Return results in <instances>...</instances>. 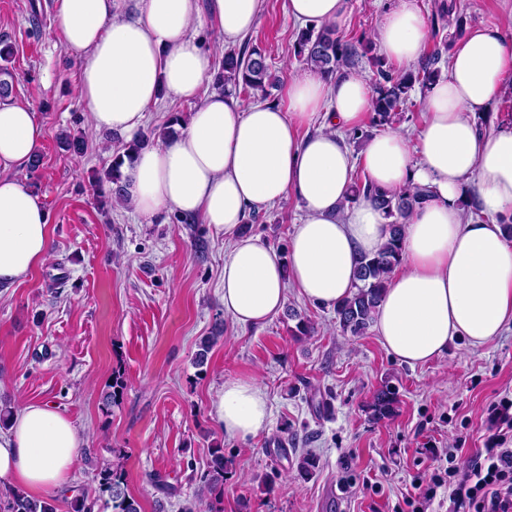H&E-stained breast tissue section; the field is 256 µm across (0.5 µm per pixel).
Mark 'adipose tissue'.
I'll return each mask as SVG.
<instances>
[{
	"mask_svg": "<svg viewBox=\"0 0 512 512\" xmlns=\"http://www.w3.org/2000/svg\"><path fill=\"white\" fill-rule=\"evenodd\" d=\"M54 0L52 27L79 64L77 91L94 130L139 133L161 95L195 102L174 138L143 149L127 169L121 206L147 219L188 215L230 237L224 257V312L241 327L264 324L284 307L288 287L332 306L349 296L362 255L388 236L385 213L353 200L354 165L382 191L429 188L406 220L402 264L375 314V332L400 363L418 366L458 339L481 348L512 323V125L481 128L478 118L512 88V36L489 22L456 40L447 77L423 97L419 147L402 133L372 135L362 154L342 138L360 127L373 91L354 72L291 77L288 106L243 107L232 93L200 91L213 71L210 51L191 36L198 0ZM222 44L259 21L262 0H209ZM351 0H288L297 22L343 27ZM428 36L415 0H394L373 35L384 57L417 61ZM323 124L302 136L315 118ZM44 126L30 105L0 102V288L43 266L49 213L23 173L38 155ZM293 200L303 217L287 255L242 233L249 212ZM479 219L465 216V206ZM213 413L227 436L265 430L270 409L253 378L224 381ZM84 433L48 403L16 407L0 427V480L38 497L67 483Z\"/></svg>",
	"mask_w": 512,
	"mask_h": 512,
	"instance_id": "ef3b65f1",
	"label": "adipose tissue"
}]
</instances>
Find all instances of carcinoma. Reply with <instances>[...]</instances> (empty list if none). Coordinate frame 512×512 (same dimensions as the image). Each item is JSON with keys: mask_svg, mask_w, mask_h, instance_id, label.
Wrapping results in <instances>:
<instances>
[{"mask_svg": "<svg viewBox=\"0 0 512 512\" xmlns=\"http://www.w3.org/2000/svg\"><path fill=\"white\" fill-rule=\"evenodd\" d=\"M436 17L444 24H454L460 34L465 31L466 18L457 12L453 2L441 3ZM370 52V42L364 36L346 39L337 35L336 28L330 26L301 30L294 46L295 56L326 76L347 71L359 57ZM441 58L442 52L436 48L421 59L417 68L402 72L387 65L383 58L371 56L376 81V94L372 102L373 125L388 126L401 120L403 106L415 85L424 87L442 78ZM215 82L234 90L260 92L264 96L268 94V88L274 85L263 49L248 42L224 52ZM146 141L148 138L143 135L126 144L123 150L112 156L111 167L104 175L96 176L97 182L112 184V197L121 198L122 167L139 153ZM354 193L357 197L362 195L372 200L392 218L386 243L376 254L359 261L360 284L349 297L336 304L342 332L361 336L374 321L389 274L400 263L405 221L413 209L429 196L430 189L416 187L403 194H387L379 191L367 179L357 176ZM398 402V390L386 384L374 394L369 408L377 419L385 420L394 415ZM226 466L224 448H213L208 469L195 475L201 495L211 499L224 497ZM96 470L100 490L112 502V512H140L138 501L126 491L121 456H116V460L110 463L96 466ZM0 512H57V505L52 498H32L18 488L7 487L0 490Z\"/></svg>", "mask_w": 512, "mask_h": 512, "instance_id": "carcinoma-1", "label": "carcinoma"}]
</instances>
